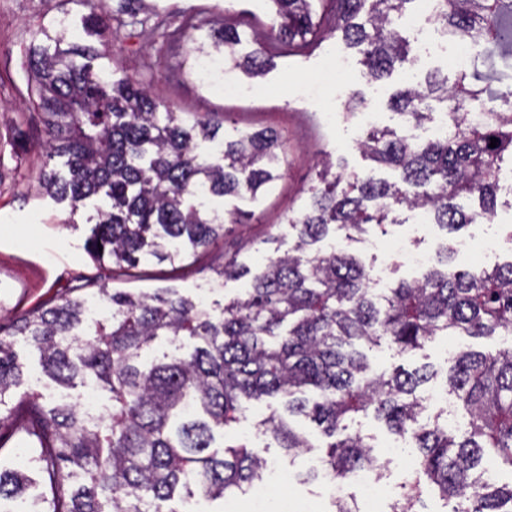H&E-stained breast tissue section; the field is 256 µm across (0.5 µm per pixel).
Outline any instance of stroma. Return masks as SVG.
I'll use <instances>...</instances> for the list:
<instances>
[{
  "mask_svg": "<svg viewBox=\"0 0 512 512\" xmlns=\"http://www.w3.org/2000/svg\"><path fill=\"white\" fill-rule=\"evenodd\" d=\"M149 11L142 13L141 24L134 29L110 21L109 29L94 45L109 57L121 72L144 81L159 98L177 111L223 117V134L271 129L286 143L287 163L282 176L258 201L225 200V209L240 208L251 214L243 224L227 225L224 238L217 245L188 255L177 265L143 259L137 266L98 264L86 250L91 226L87 215L93 207L77 214L40 195L38 177L43 166L39 144L43 139L41 113L30 90L26 54L30 34L40 25L62 17L84 13L80 0H0V328L10 329L13 322L39 307L51 304L72 288L97 300L99 288L150 292L174 287L207 305L223 303L245 288V281L218 284L216 272L225 260L257 268L268 258L287 252L294 236L287 216L298 212L308 200V191L323 159H331L335 171L346 174L374 171L389 180L396 174L375 168L357 148V141L368 127L388 128L405 135L407 124L387 107L389 95L404 85L401 71L378 82L369 81L362 58L347 52L351 67L342 87H335L325 73L334 55L345 52L336 38V4L320 0L316 21L320 35L306 49L294 52L268 33L273 4L271 0H148ZM191 11L211 22L237 27L243 37L240 54L262 48L271 65L260 78L244 70L225 71L216 64L206 74H199V60L194 44H210L208 31L196 32L194 41L166 46L153 32L158 16ZM232 81L239 94L224 92L225 81ZM360 93L365 105L354 115L344 112L350 93ZM374 113L373 123H366L365 113ZM395 223L386 228L372 227L363 240L351 241L337 234V247L359 254L375 268H384L386 286L414 278L396 250L409 248L438 253L451 241L493 238L496 251L490 257L476 252L455 254L453 266L459 270L478 271L512 258V193L500 192L496 214L488 220L468 225L453 236L436 225L418 223L404 209L393 214ZM469 346L487 351L512 345V335L490 337L439 336L423 349L398 354L388 342L369 350L372 366L392 370L401 366L412 370L430 364L438 376L431 387H439L447 365V350ZM14 349L23 366L24 381L14 396L27 393L43 395L47 401L81 402L83 389L58 387L42 372L39 354L23 338H16ZM279 400L253 404L246 422L226 429L224 440L244 442L262 448L269 463L265 480L270 488L267 502H284L288 512H329L330 494L319 482L307 480L313 459L324 456L327 443L315 424L302 421L310 448L289 455L271 445L260 422L280 410Z\"/></svg>",
  "mask_w": 512,
  "mask_h": 512,
  "instance_id": "stroma-1",
  "label": "stroma"
}]
</instances>
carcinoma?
<instances>
[{
	"label": "carcinoma",
	"mask_w": 512,
	"mask_h": 512,
	"mask_svg": "<svg viewBox=\"0 0 512 512\" xmlns=\"http://www.w3.org/2000/svg\"><path fill=\"white\" fill-rule=\"evenodd\" d=\"M88 13L67 24H43L31 33L27 68L44 115L48 160L65 171L43 175L42 188L76 212L98 199L88 239L100 262L137 265L144 257L178 262L224 239V223L247 213L224 211L216 198L257 200L279 176L287 154L272 131L221 137L223 121L191 117L151 95L141 81L122 75L105 82L91 70L98 58L85 41L66 42L77 29L91 37L108 19L137 16L146 0H79ZM271 29L301 46L317 34L318 0H271ZM336 30L345 47L363 56L367 77L379 81L407 68L408 43L393 27L416 0H335ZM433 22L463 33L491 57L512 52V0H437ZM192 14L154 27L156 38L181 42L202 28ZM240 33L213 29L212 47L224 61L263 75L264 52L237 55ZM479 70L459 69L453 85L440 72L411 81L390 97L405 122L433 121L434 104L454 123L448 134L414 140L393 130L369 131L357 142L373 162L399 172L389 181L373 174L333 173L327 159L318 183L296 215L287 217L296 242L256 270L235 259L219 279L249 277L248 287L215 315L175 288L150 293L98 289L108 317L88 321L89 300L77 289L51 306L18 318L13 335L40 356L43 374L64 388L92 377L109 393L108 414L85 415L75 405L47 407L25 395L31 434L49 493L33 495L28 512H177L175 499L232 500L264 479L262 450L244 443L214 446L215 434L247 418L249 403H283L285 415L260 425L277 447H310L293 419L315 422L332 439L322 458L324 478L345 480L377 468L374 446L348 434L347 420L373 412L394 435L410 433L417 476L393 512H413L430 485L455 512H512V482H477L489 461L512 469V345L486 352L459 349L446 382L468 429L448 433L438 422L421 424L429 409L419 387L427 368L374 370L362 346L386 340L398 353L424 347L440 333L483 337L512 333V259L478 275L430 267L411 282L378 293L358 258L331 246L313 249L336 230L348 237L370 224H393L400 207L423 209L430 222L453 233L494 215L503 168L512 170V84L479 85ZM477 111L483 120L469 123ZM498 139L489 147L490 139ZM477 197L467 212L460 197ZM11 335V336H13ZM11 336H0V407L22 382ZM184 338V357L144 353L159 337ZM27 473L0 466V501L27 494Z\"/></svg>",
	"instance_id": "cac0c4a2"
}]
</instances>
